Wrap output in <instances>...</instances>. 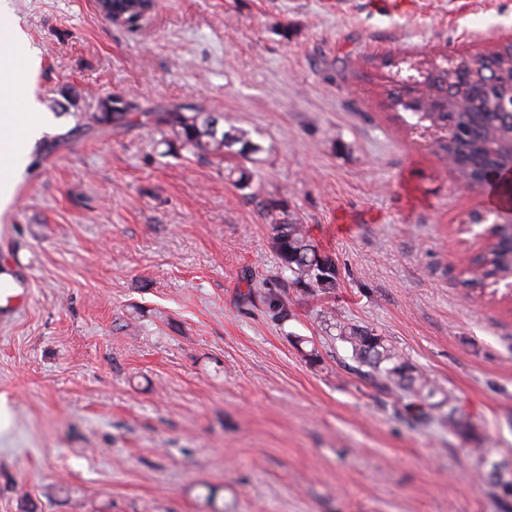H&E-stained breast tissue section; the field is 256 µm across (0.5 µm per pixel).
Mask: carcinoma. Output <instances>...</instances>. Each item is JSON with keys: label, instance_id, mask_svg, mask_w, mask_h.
<instances>
[{"label": "carcinoma", "instance_id": "carcinoma-1", "mask_svg": "<svg viewBox=\"0 0 512 512\" xmlns=\"http://www.w3.org/2000/svg\"><path fill=\"white\" fill-rule=\"evenodd\" d=\"M156 0H99L98 11L103 17H141L152 11ZM471 79L449 97H436L434 90L453 85L454 78L443 73L432 79L429 91L419 94L408 103L396 100L401 106L432 124H450L456 129L453 142L438 143V150L455 167L464 182L484 180L490 170L507 176L512 172V113L499 111V106L512 90V44L488 54L470 58ZM92 126L126 129L139 124H153L171 130L188 151L201 156H224V149L238 144L237 154L244 159L261 147L238 131L224 130V115L206 112L195 105L173 104L157 109H144L121 96L108 95L99 100L97 112L91 117ZM284 204L270 201L264 205L273 227L272 244L281 268L289 273V283L316 297L330 293L336 287V264L333 258L318 250L303 232L302 225L288 220L277 211ZM494 240L477 258L479 268L471 271L463 286L478 288L483 282L512 272V223L493 229ZM338 339L348 344L358 373L383 390L412 391L421 397L418 417L427 416L424 408L433 409L427 402L433 390L422 377L412 373L401 355L386 345L373 331L343 325Z\"/></svg>", "mask_w": 512, "mask_h": 512}]
</instances>
